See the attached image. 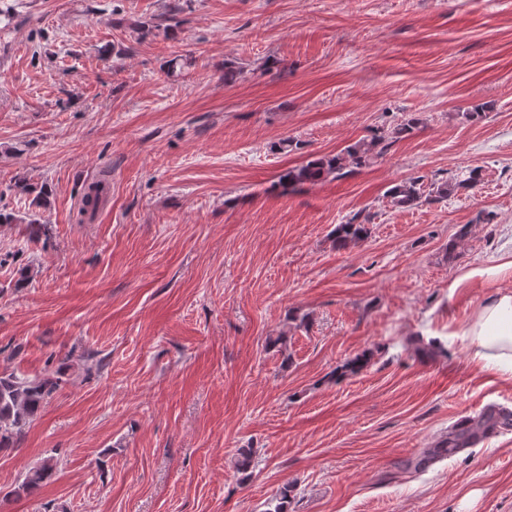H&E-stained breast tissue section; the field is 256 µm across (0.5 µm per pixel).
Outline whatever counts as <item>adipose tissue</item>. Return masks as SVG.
<instances>
[{
	"label": "adipose tissue",
	"mask_w": 512,
	"mask_h": 512,
	"mask_svg": "<svg viewBox=\"0 0 512 512\" xmlns=\"http://www.w3.org/2000/svg\"><path fill=\"white\" fill-rule=\"evenodd\" d=\"M464 333L472 344V360L482 371L512 379V290L500 289L486 298L467 322Z\"/></svg>",
	"instance_id": "1"
}]
</instances>
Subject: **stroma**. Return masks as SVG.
<instances>
[{"instance_id":"1","label":"stroma","mask_w":512,"mask_h":512,"mask_svg":"<svg viewBox=\"0 0 512 512\" xmlns=\"http://www.w3.org/2000/svg\"><path fill=\"white\" fill-rule=\"evenodd\" d=\"M171 2L0 0V372L59 383L0 451V512H512V427L439 449L512 411L464 334L488 287L449 288L512 251V0ZM416 177L457 189L391 208ZM419 123L416 117H410L405 123L396 126L381 136L369 140H360L334 155L320 157L306 165L289 168L280 176L281 185L295 187L301 184H314L324 178L342 177L347 168H362L369 165L391 143L405 138ZM359 215H353L345 224H339L334 230V242L337 249H346L367 239L371 233L369 220L359 219ZM499 418L495 413L490 412L479 416L477 419H473L464 428H452L449 430L445 441L446 448L448 447V451H452L455 448H463L474 439L483 436L487 430L497 427L498 424H509L506 421L507 418L503 422L499 421ZM59 467L58 458L55 456H47L42 462L29 471L23 481L13 490L14 494H19L20 491L32 494L39 490L43 484L49 481L56 473Z\"/></svg>"}]
</instances>
